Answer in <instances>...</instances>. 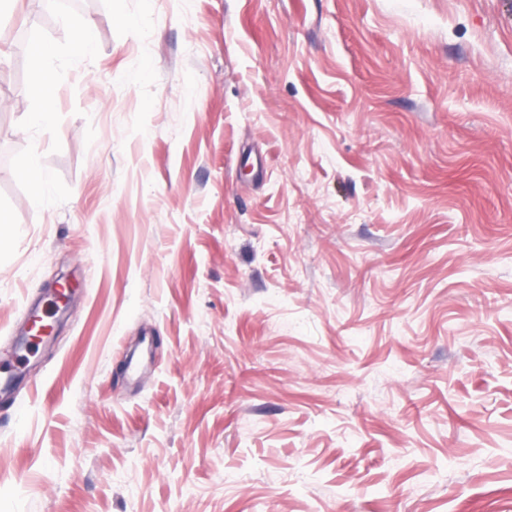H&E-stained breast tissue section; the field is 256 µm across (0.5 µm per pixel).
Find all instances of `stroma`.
I'll list each match as a JSON object with an SVG mask.
<instances>
[{
	"instance_id": "obj_1",
	"label": "stroma",
	"mask_w": 512,
	"mask_h": 512,
	"mask_svg": "<svg viewBox=\"0 0 512 512\" xmlns=\"http://www.w3.org/2000/svg\"><path fill=\"white\" fill-rule=\"evenodd\" d=\"M0 223V512H512V0H0Z\"/></svg>"
}]
</instances>
